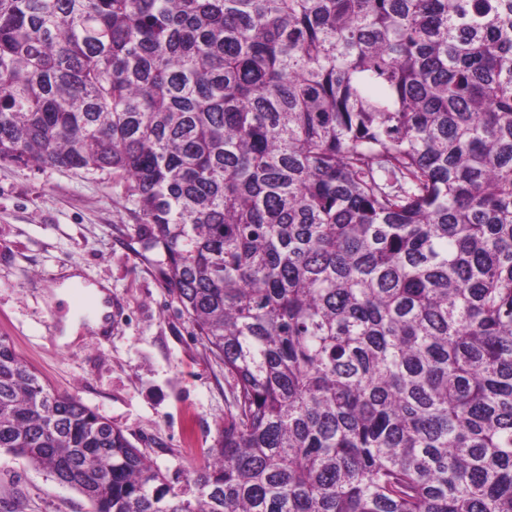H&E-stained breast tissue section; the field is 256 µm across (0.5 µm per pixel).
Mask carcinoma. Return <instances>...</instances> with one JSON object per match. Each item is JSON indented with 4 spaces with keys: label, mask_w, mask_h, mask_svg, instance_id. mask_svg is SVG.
Returning a JSON list of instances; mask_svg holds the SVG:
<instances>
[{
    "label": "carcinoma",
    "mask_w": 512,
    "mask_h": 512,
    "mask_svg": "<svg viewBox=\"0 0 512 512\" xmlns=\"http://www.w3.org/2000/svg\"><path fill=\"white\" fill-rule=\"evenodd\" d=\"M0 161L109 171L234 411L172 483L0 339L94 512H512V0H0Z\"/></svg>",
    "instance_id": "1"
}]
</instances>
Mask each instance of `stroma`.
I'll return each instance as SVG.
<instances>
[{
  "label": "stroma",
  "instance_id": "stroma-1",
  "mask_svg": "<svg viewBox=\"0 0 512 512\" xmlns=\"http://www.w3.org/2000/svg\"><path fill=\"white\" fill-rule=\"evenodd\" d=\"M121 183L107 173L0 162V337L55 391L120 428L169 480L213 447L233 408L223 363L176 294L142 261ZM112 296V334L49 325L69 306L49 291L66 271ZM0 512H92L78 490L0 450Z\"/></svg>",
  "mask_w": 512,
  "mask_h": 512
}]
</instances>
